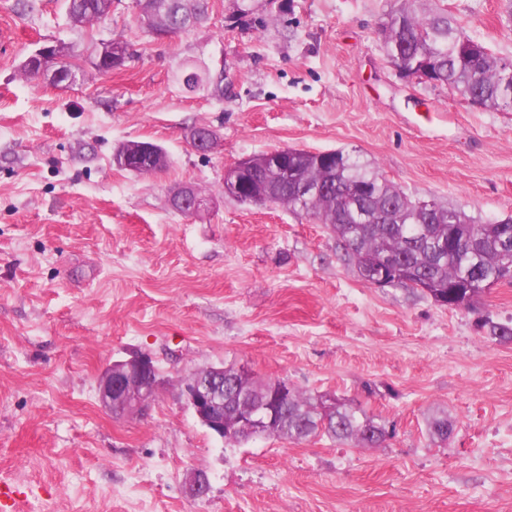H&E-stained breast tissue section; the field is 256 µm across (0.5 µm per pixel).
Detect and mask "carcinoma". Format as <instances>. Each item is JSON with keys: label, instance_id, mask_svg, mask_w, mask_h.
I'll use <instances>...</instances> for the list:
<instances>
[{"label": "carcinoma", "instance_id": "1", "mask_svg": "<svg viewBox=\"0 0 512 512\" xmlns=\"http://www.w3.org/2000/svg\"><path fill=\"white\" fill-rule=\"evenodd\" d=\"M414 0L391 9L382 26L383 40L399 48L410 63L426 62L441 85L476 96L488 109L512 108V61L493 56L489 51L469 54L459 46L462 28L444 8L421 14ZM72 22L83 24L107 15L112 0H66ZM208 0H149L139 22L147 31L169 35L188 30L180 15L200 24L207 19ZM113 163L121 168L143 165L137 173H152L167 167L165 150L150 142H128L116 150ZM256 191L270 203L285 205L297 213L313 217L330 227L344 260L358 267L384 257L401 260L410 274L398 281L433 301L455 294L453 285L470 266L477 265L472 278L487 285L496 282L512 285V254L499 251L500 225L493 221L477 223L463 209L439 205L424 211L418 201L397 188L357 155L343 152L336 158L328 151L299 150L287 159L292 179L287 181L272 167L267 155L252 159ZM320 182L326 191L300 197L295 190L299 180ZM370 189L363 201L354 191ZM363 205L377 215L374 224H359L356 207ZM454 431L445 413L428 419V432L435 441L446 442ZM385 424L365 410L324 396H312L296 389L288 391L284 410L278 412L269 436L300 442L326 435L355 448H379L387 437Z\"/></svg>", "mask_w": 512, "mask_h": 512}]
</instances>
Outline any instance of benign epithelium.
Instances as JSON below:
<instances>
[{
	"label": "benign epithelium",
	"mask_w": 512,
	"mask_h": 512,
	"mask_svg": "<svg viewBox=\"0 0 512 512\" xmlns=\"http://www.w3.org/2000/svg\"><path fill=\"white\" fill-rule=\"evenodd\" d=\"M215 147V136L207 129L199 132L194 139L193 148L206 154ZM245 165L236 163L224 177V192L240 194L242 173ZM171 201L176 209L197 212L204 208L203 198L196 189L183 186L171 194ZM385 261L378 271L368 280L375 288H387L397 285ZM168 385L162 377L155 358L148 352L136 351L126 357L112 362L97 380V397L99 403L118 416H137L144 414L158 394ZM270 398L260 407H250L251 393L241 389L239 400L243 409L236 413L229 422L224 419V366H210L195 371L181 378L178 390L181 399L195 415L198 422L210 433L224 439H238L245 434L249 438L266 435L273 424L277 406L288 393L290 384L286 381L268 382ZM185 487L194 500L205 498L210 491L207 473L198 468L187 471Z\"/></svg>",
	"instance_id": "obj_1"
}]
</instances>
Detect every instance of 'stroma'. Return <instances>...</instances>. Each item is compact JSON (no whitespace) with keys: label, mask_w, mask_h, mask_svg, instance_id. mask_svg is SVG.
<instances>
[{"label":"stroma","mask_w":512,"mask_h":512,"mask_svg":"<svg viewBox=\"0 0 512 512\" xmlns=\"http://www.w3.org/2000/svg\"><path fill=\"white\" fill-rule=\"evenodd\" d=\"M283 2L242 18L211 0L205 23L158 40L133 0L81 26L65 0H0V480L23 512H512V341L478 325H512V286L473 310L374 288L328 226L224 193L243 158L343 149L412 198L503 218L512 109L400 77L381 34L397 0ZM418 2L512 60L504 0ZM101 40L132 49L122 71L62 88L21 69L43 44L83 57ZM189 64L205 89L177 81ZM198 127L218 139L205 155ZM129 141L162 146L167 168L115 167ZM183 184L204 210L171 206ZM136 350L171 386L117 417L97 376ZM216 365L360 405L391 435L227 442L178 396L181 377ZM436 410L455 424L444 445L427 433ZM191 468L209 476L205 500L185 494Z\"/></svg>","instance_id":"obj_1"}]
</instances>
